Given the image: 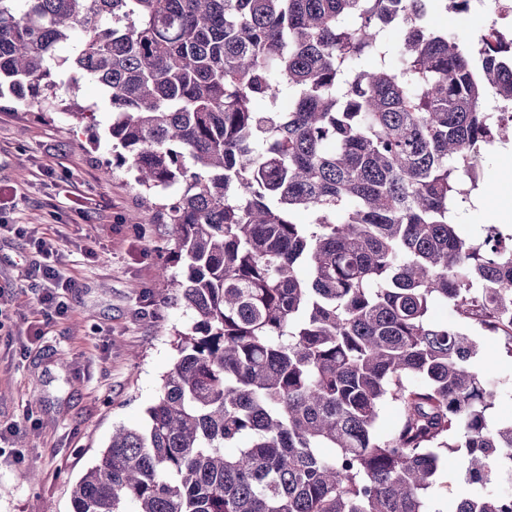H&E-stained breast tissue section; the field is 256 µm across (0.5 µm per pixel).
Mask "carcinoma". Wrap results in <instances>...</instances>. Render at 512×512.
<instances>
[{"mask_svg": "<svg viewBox=\"0 0 512 512\" xmlns=\"http://www.w3.org/2000/svg\"><path fill=\"white\" fill-rule=\"evenodd\" d=\"M440 8L463 4L0 0V99L93 123L78 79L105 88L106 172L135 171L150 223L175 226L193 318L73 512H430L448 453L470 486L512 470L469 333L512 358V234L456 215L512 59L434 28ZM448 512H512V493Z\"/></svg>", "mask_w": 512, "mask_h": 512, "instance_id": "1", "label": "carcinoma"}]
</instances>
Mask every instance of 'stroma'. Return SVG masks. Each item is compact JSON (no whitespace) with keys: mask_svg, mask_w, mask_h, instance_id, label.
<instances>
[{"mask_svg":"<svg viewBox=\"0 0 512 512\" xmlns=\"http://www.w3.org/2000/svg\"><path fill=\"white\" fill-rule=\"evenodd\" d=\"M95 123L44 118L0 100V512H73V486L113 430L141 428L177 352L190 312L166 294L161 266L175 227L149 223L134 177L105 174L112 115L99 85L79 82ZM80 198L83 212L68 201ZM60 236L74 286L66 315L45 311L32 234ZM477 372L496 390L491 419L512 421V358L497 336L475 333ZM32 472L36 482L24 480Z\"/></svg>","mask_w":512,"mask_h":512,"instance_id":"1","label":"stroma"}]
</instances>
